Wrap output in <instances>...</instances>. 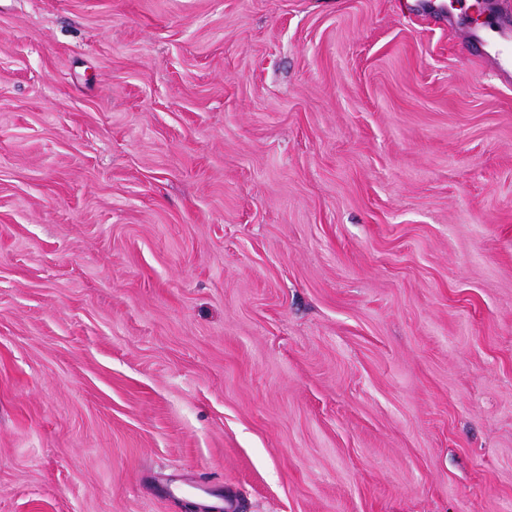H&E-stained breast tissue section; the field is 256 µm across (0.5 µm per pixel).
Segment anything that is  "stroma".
<instances>
[{"label":"stroma","mask_w":512,"mask_h":512,"mask_svg":"<svg viewBox=\"0 0 512 512\" xmlns=\"http://www.w3.org/2000/svg\"><path fill=\"white\" fill-rule=\"evenodd\" d=\"M476 6L0 0V512H512Z\"/></svg>","instance_id":"1"}]
</instances>
